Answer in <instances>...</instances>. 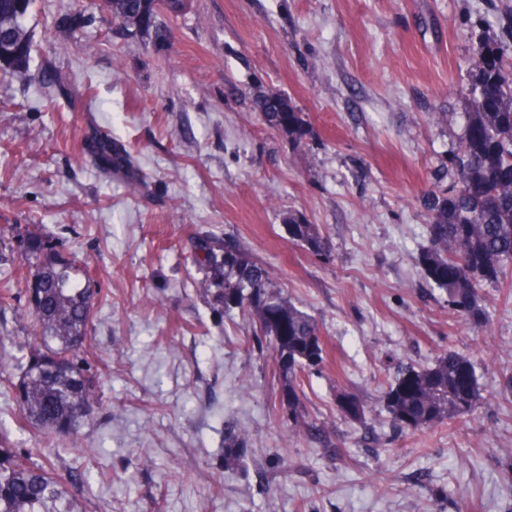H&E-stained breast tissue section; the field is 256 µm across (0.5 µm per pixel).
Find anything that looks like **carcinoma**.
<instances>
[{
  "label": "carcinoma",
  "mask_w": 512,
  "mask_h": 512,
  "mask_svg": "<svg viewBox=\"0 0 512 512\" xmlns=\"http://www.w3.org/2000/svg\"><path fill=\"white\" fill-rule=\"evenodd\" d=\"M112 18L129 33L169 37L158 22L160 12L178 15L186 0H104ZM33 0H0V65L22 76L52 102L69 96L65 78L46 59L30 70L32 39L23 19ZM473 75L467 90L464 136L448 155L455 188L446 197L428 194L424 208L429 245L419 254L424 279L447 295L448 308L473 330L489 326L479 289L512 278V21L503 23L494 41L472 43ZM272 126L300 139L303 119L282 98L267 94L256 101ZM99 164L116 171L130 167L131 155L108 134L96 138ZM30 266L25 279L26 307L39 327V339L20 346L24 371L11 382L21 426L33 430L34 447L24 452L0 439V512H80L70 492L71 471L55 467V442L74 431L95 399L94 381L85 369L95 295L76 260L60 252L37 224L12 227ZM288 240L320 255L325 238L313 224H288ZM195 263L204 271L201 292L229 312H246L257 337L265 340L283 377L279 404L288 428L327 453L339 452L336 434L326 422L305 411L302 370L320 365L324 348L320 326L298 309L270 272L236 239L224 243L199 238ZM481 398L474 365L450 351L433 363L416 366L401 361L385 392V409L394 427L424 432L454 420L475 417ZM346 418L359 419L364 402L350 393L337 397ZM248 432L230 427L224 434V461L239 465Z\"/></svg>",
  "instance_id": "1"
}]
</instances>
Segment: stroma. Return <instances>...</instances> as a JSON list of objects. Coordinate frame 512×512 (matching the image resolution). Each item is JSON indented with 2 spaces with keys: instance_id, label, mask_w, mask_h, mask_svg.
I'll return each mask as SVG.
<instances>
[{
  "instance_id": "obj_1",
  "label": "stroma",
  "mask_w": 512,
  "mask_h": 512,
  "mask_svg": "<svg viewBox=\"0 0 512 512\" xmlns=\"http://www.w3.org/2000/svg\"><path fill=\"white\" fill-rule=\"evenodd\" d=\"M74 5L36 0L24 20L71 98L49 105L0 75V226L42 225L100 290L98 398L60 443L83 512H512V303L483 286L491 325L472 332L417 264L423 198L454 185L468 46L498 37L512 0H189L160 15L162 44ZM262 92L301 112L303 141L263 121ZM92 128L126 146L139 185L98 165ZM292 217L319 228L323 255L289 242ZM206 235L235 237L318 321L326 360L302 373L304 403L339 456L289 434L273 357L242 310L200 292L192 243ZM26 271L17 253L0 263L16 293L0 309V436L23 450L8 381L33 333ZM451 350L474 364L477 417L398 431L384 409L397 363ZM343 391L363 418L339 414ZM230 425L249 433L234 471Z\"/></svg>"
}]
</instances>
